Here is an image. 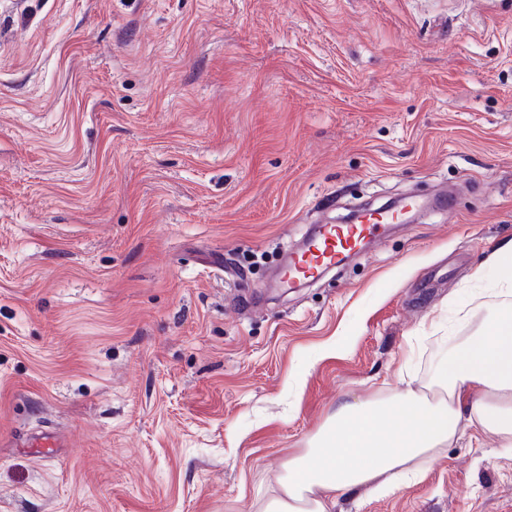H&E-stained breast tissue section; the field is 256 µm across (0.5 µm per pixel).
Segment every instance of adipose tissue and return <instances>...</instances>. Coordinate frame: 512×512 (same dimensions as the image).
I'll return each mask as SVG.
<instances>
[{
  "instance_id": "adipose-tissue-1",
  "label": "adipose tissue",
  "mask_w": 512,
  "mask_h": 512,
  "mask_svg": "<svg viewBox=\"0 0 512 512\" xmlns=\"http://www.w3.org/2000/svg\"><path fill=\"white\" fill-rule=\"evenodd\" d=\"M495 263L509 273L503 301L477 334L449 337L430 360L425 387L409 383L384 398L338 404L306 451L289 460L282 494L263 512H334L338 495L394 491L424 474L463 426L512 447V241L497 249Z\"/></svg>"
}]
</instances>
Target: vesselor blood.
Segmentation results:
<instances>
[{"label": "vessel or blood", "mask_w": 512, "mask_h": 512, "mask_svg": "<svg viewBox=\"0 0 512 512\" xmlns=\"http://www.w3.org/2000/svg\"><path fill=\"white\" fill-rule=\"evenodd\" d=\"M401 221V213L371 211L355 224L320 225L308 249L289 255L283 271L284 281L319 279L325 271L341 264L346 256L358 252L365 239L374 236L382 225Z\"/></svg>", "instance_id": "vessel-or-blood-1"}]
</instances>
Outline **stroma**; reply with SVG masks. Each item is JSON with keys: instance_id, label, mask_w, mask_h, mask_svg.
Masks as SVG:
<instances>
[{"instance_id": "stroma-1", "label": "stroma", "mask_w": 512, "mask_h": 512, "mask_svg": "<svg viewBox=\"0 0 512 512\" xmlns=\"http://www.w3.org/2000/svg\"><path fill=\"white\" fill-rule=\"evenodd\" d=\"M443 189L269 292L310 225ZM511 239L512 0H0V512H261ZM335 512H512V451L461 428Z\"/></svg>"}]
</instances>
